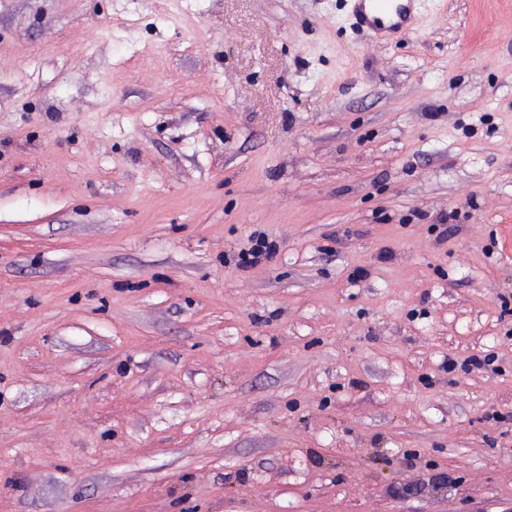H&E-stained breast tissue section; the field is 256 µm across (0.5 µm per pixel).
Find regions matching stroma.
<instances>
[{
  "mask_svg": "<svg viewBox=\"0 0 512 512\" xmlns=\"http://www.w3.org/2000/svg\"><path fill=\"white\" fill-rule=\"evenodd\" d=\"M344 3L0 0V512H512V0ZM357 27L388 39L416 28L421 0H351ZM278 251V244L269 240L263 232L255 231L250 235V246L238 253V266L243 269L255 267L263 261L272 259Z\"/></svg>",
  "mask_w": 512,
  "mask_h": 512,
  "instance_id": "1",
  "label": "stroma"
}]
</instances>
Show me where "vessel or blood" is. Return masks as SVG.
I'll return each mask as SVG.
<instances>
[{"label":"vessel or blood","mask_w":512,"mask_h":512,"mask_svg":"<svg viewBox=\"0 0 512 512\" xmlns=\"http://www.w3.org/2000/svg\"><path fill=\"white\" fill-rule=\"evenodd\" d=\"M357 27L373 37L388 39L414 30L421 0H353Z\"/></svg>","instance_id":"b4317fda"}]
</instances>
